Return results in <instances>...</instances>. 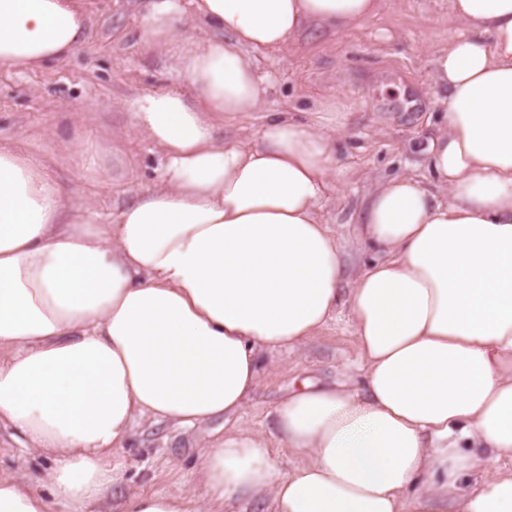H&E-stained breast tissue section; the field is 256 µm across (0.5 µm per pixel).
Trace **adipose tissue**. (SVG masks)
I'll use <instances>...</instances> for the list:
<instances>
[{"mask_svg": "<svg viewBox=\"0 0 512 512\" xmlns=\"http://www.w3.org/2000/svg\"><path fill=\"white\" fill-rule=\"evenodd\" d=\"M461 24L431 59L447 122L417 150L431 176L378 182L354 227L358 272L320 214L335 100L264 114L254 144L219 138L260 110L247 52L333 34L383 0H149L142 37L190 87L126 102L161 153L156 184L108 222L67 202L54 165L0 140V424L52 458L49 497L0 476V512H512V0H448ZM90 0H0V68L36 70L87 41ZM347 310L358 389L305 385L272 412L306 463L276 474L259 433L202 454L204 501L133 493L111 508L136 418L195 427L240 411L262 351L296 349Z\"/></svg>", "mask_w": 512, "mask_h": 512, "instance_id": "ef3b65f1", "label": "adipose tissue"}]
</instances>
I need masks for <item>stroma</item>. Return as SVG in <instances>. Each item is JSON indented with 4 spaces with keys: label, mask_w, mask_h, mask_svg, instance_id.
<instances>
[{
    "label": "stroma",
    "mask_w": 512,
    "mask_h": 512,
    "mask_svg": "<svg viewBox=\"0 0 512 512\" xmlns=\"http://www.w3.org/2000/svg\"><path fill=\"white\" fill-rule=\"evenodd\" d=\"M147 0H92L89 39L68 60L40 71L0 69V137L24 136L31 149L58 152L66 198H93L102 217L129 203L138 187L154 184L159 153L130 125L122 102L135 93L179 86L169 58L141 40ZM386 7L338 35L311 29L287 51L247 53V61L269 76L263 112L296 117L333 97L350 113L337 134L335 171L323 200V216L353 263L375 253L351 231L375 182L430 176L415 148L446 122L447 92L434 84L430 60L460 25L448 15V0H385ZM357 351L346 314L298 350L260 357L257 386L237 413L201 430L169 423L136 425L125 447L114 449L120 481L113 504L134 492L189 494L204 498L194 481L205 446L231 429H249L271 440L278 473L304 455L276 445L269 414L304 383L330 384L354 372ZM50 458L22 448L0 428V471L38 475Z\"/></svg>",
    "instance_id": "stroma-1"
}]
</instances>
